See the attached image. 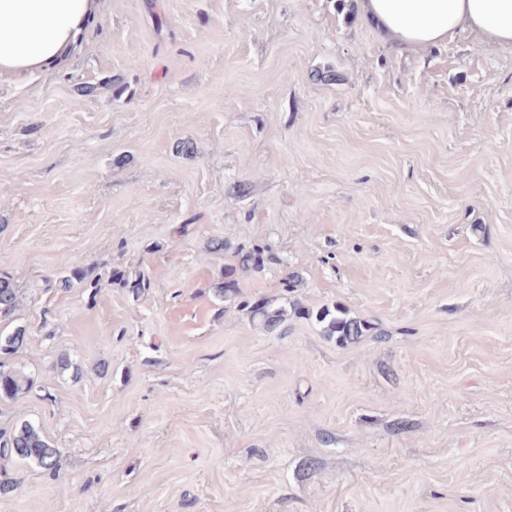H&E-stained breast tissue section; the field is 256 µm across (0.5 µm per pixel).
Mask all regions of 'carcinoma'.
<instances>
[{"mask_svg": "<svg viewBox=\"0 0 512 512\" xmlns=\"http://www.w3.org/2000/svg\"><path fill=\"white\" fill-rule=\"evenodd\" d=\"M265 247L255 245L249 250H236L239 266L244 270H259L264 263ZM234 269L223 271L213 284V290L219 297L229 298L235 294L237 284L233 279ZM109 279L119 283L138 295L149 287V282L138 277L129 279L126 271L114 268ZM102 277L89 271L73 270L70 275L60 280V287L70 289L74 286L89 291V297L97 295ZM21 305V296L18 288L7 277H0V323L11 322ZM240 310L246 312L252 321L258 323L268 331H275L288 320V312L301 313L306 317L313 314L299 307L292 301L275 306L263 300L256 304L247 299L238 302ZM315 320L321 326L322 335L335 340L339 346L352 343L372 330L370 324L355 317H351L341 307L333 310L321 309L314 314ZM26 341L25 330L14 329L10 334L0 333V353L14 355L23 348ZM33 383L22 371L0 362V398L15 400L20 395L31 390ZM0 458L3 460L19 459L35 461L42 468L55 472L60 462L55 448L29 423H23L10 433L0 434Z\"/></svg>", "mask_w": 512, "mask_h": 512, "instance_id": "1", "label": "carcinoma"}]
</instances>
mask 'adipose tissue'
I'll return each instance as SVG.
<instances>
[{
    "instance_id": "1",
    "label": "adipose tissue",
    "mask_w": 512,
    "mask_h": 512,
    "mask_svg": "<svg viewBox=\"0 0 512 512\" xmlns=\"http://www.w3.org/2000/svg\"><path fill=\"white\" fill-rule=\"evenodd\" d=\"M99 0H0V78L45 72L77 55ZM397 51L453 41L462 31L512 46V0H360Z\"/></svg>"
}]
</instances>
